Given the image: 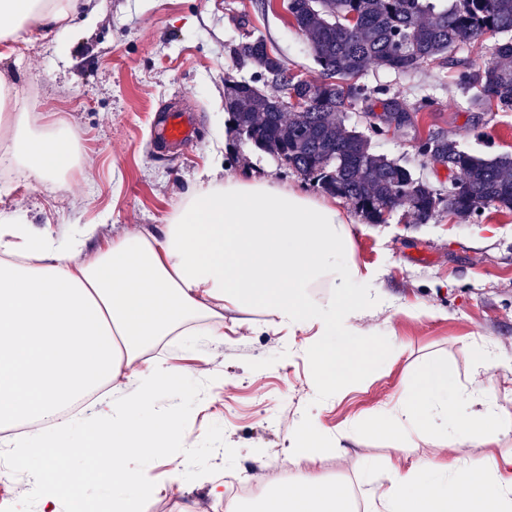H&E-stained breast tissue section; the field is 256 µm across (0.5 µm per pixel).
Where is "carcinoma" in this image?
<instances>
[{
  "label": "carcinoma",
  "instance_id": "obj_1",
  "mask_svg": "<svg viewBox=\"0 0 512 512\" xmlns=\"http://www.w3.org/2000/svg\"><path fill=\"white\" fill-rule=\"evenodd\" d=\"M288 13L305 37L321 78L310 82L290 72L252 33L228 47L249 78L224 82V104L237 140L268 154L315 182L326 193L350 201L369 224L384 222L383 210L408 207L417 224H427L442 204L426 183L398 161L372 151L370 138L346 124L349 110L373 111L358 78L369 66L405 73L445 59L458 44L488 31L509 38L495 45L482 71H463L458 83L467 107L483 112L491 105L512 110V0H287ZM304 101L286 111L278 93ZM397 95L380 103L404 112L429 105ZM419 152L446 159L458 173L455 214L466 220L489 206L512 211V157L484 158L459 149L448 137L430 133Z\"/></svg>",
  "mask_w": 512,
  "mask_h": 512
}]
</instances>
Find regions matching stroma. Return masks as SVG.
Segmentation results:
<instances>
[{
	"instance_id": "35a3bbf8",
	"label": "stroma",
	"mask_w": 512,
	"mask_h": 512,
	"mask_svg": "<svg viewBox=\"0 0 512 512\" xmlns=\"http://www.w3.org/2000/svg\"><path fill=\"white\" fill-rule=\"evenodd\" d=\"M81 4L80 16L67 21L64 41H32L22 32L11 44H0V77L30 126L41 130L58 122L79 140V157L64 185L43 184L13 157V133L0 123V211L32 229L49 230L62 243L84 225H95L84 249L90 256L118 238L159 235L205 170L219 180L269 178L322 197L321 189L275 158L240 146L224 108L225 79L244 76L226 47L247 30L264 36L292 72L319 79L287 0H271L265 10L255 0ZM89 12L96 15L90 27L82 22ZM501 39L487 33L409 73L368 67L362 80L369 90L430 99L413 125L373 136L374 151L410 167L443 193L448 170L418 152L428 133H445L459 149L482 157L512 156V111H469L456 83L458 71H481ZM171 101L192 108L197 123L193 144L175 154L157 152L151 136L157 110ZM338 206L353 223L355 260L374 274L380 296L352 319L368 335L365 373L348 379L340 391H321L308 356L312 337L289 335L257 311L225 310L223 335L196 337L191 350L178 340L158 356L188 371L183 387L159 393L156 404L188 410L191 432L171 442L166 454L190 453L192 470L172 483L167 465L150 461L148 476L157 492L140 501L139 512H194L200 499L207 512H225L196 472L227 483L266 468L281 469L292 482L317 477L349 498L355 512H364L368 494L384 483L388 461L496 458L512 451V439L458 445L433 437L399 451L361 428L432 362L447 365L469 411H481L478 346L503 362L494 371L498 389H512V212L490 207L463 220L443 207L430 223L417 224L400 208L385 223L369 224L351 202L342 199ZM311 418L347 431L336 450L314 462L289 451V429ZM42 466L39 458L16 467L9 456L0 457V470L12 471L9 481H0V512H15L21 502L38 512L29 478Z\"/></svg>"
}]
</instances>
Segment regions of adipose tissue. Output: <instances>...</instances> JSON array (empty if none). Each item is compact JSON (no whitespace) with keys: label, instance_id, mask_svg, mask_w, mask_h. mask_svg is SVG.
Instances as JSON below:
<instances>
[{"label":"adipose tissue","instance_id":"adipose-tissue-1","mask_svg":"<svg viewBox=\"0 0 512 512\" xmlns=\"http://www.w3.org/2000/svg\"><path fill=\"white\" fill-rule=\"evenodd\" d=\"M77 13L78 0H0V43L23 29L52 34ZM8 97L1 83L0 121L14 130L15 157L37 180L57 182L77 158V134L64 125L32 132L24 113L5 111ZM93 232L61 244L49 231L0 222V427H34L0 444L20 465L43 458L34 477L39 512H58L73 496L76 473L56 460L86 448L103 462L98 478L112 486V512H136L137 496L153 494L142 465L190 420L180 409L156 410V395L180 388L185 375L145 365V353L169 336L223 335L225 308L257 310L289 335L315 336L308 353L320 383L342 387L366 366V336L349 319L372 301L373 277L354 260L353 230L335 200L228 176L182 199L160 235L117 239L87 258ZM318 286L330 288L328 298L311 296ZM124 376L139 391L114 398ZM449 378L446 365H428L369 430L460 444L512 435V407L495 390L481 389L484 409L469 414ZM369 509L512 512V452L391 467ZM264 512H352V503L312 477L289 484Z\"/></svg>","mask_w":512,"mask_h":512}]
</instances>
